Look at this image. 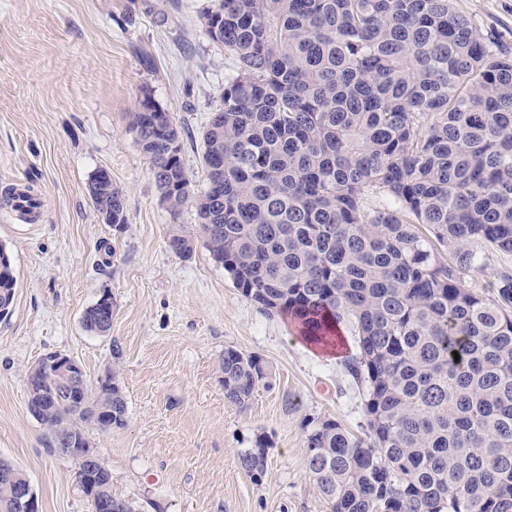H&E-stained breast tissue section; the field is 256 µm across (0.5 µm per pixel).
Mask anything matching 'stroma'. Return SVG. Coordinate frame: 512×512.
<instances>
[{"instance_id":"stroma-1","label":"stroma","mask_w":512,"mask_h":512,"mask_svg":"<svg viewBox=\"0 0 512 512\" xmlns=\"http://www.w3.org/2000/svg\"><path fill=\"white\" fill-rule=\"evenodd\" d=\"M213 0H0V190L28 186L34 221L0 204V244L17 276L0 318V460L27 476L40 512H91L74 462L51 449L27 407V370L56 351L81 365L89 386L115 370L127 422L87 425L112 487L141 512H324L310 480L304 437L314 419L363 435V395L344 363L356 351L307 343L288 319L244 296L197 244L167 246L172 222L139 149L129 114L144 97L182 136L191 195L206 186L202 131L219 104L224 48L205 33ZM512 54V0H453ZM108 169L124 194V228L106 224L87 193ZM112 294L108 335L82 316ZM272 371L249 408L224 398L225 348ZM265 436L263 475L246 477L240 449Z\"/></svg>"}]
</instances>
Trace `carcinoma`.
I'll return each mask as SVG.
<instances>
[{
    "label": "carcinoma",
    "mask_w": 512,
    "mask_h": 512,
    "mask_svg": "<svg viewBox=\"0 0 512 512\" xmlns=\"http://www.w3.org/2000/svg\"><path fill=\"white\" fill-rule=\"evenodd\" d=\"M208 37L232 66L203 131L206 189L194 198L213 260L244 296L280 314L316 346L347 323L345 362L365 387L367 433L312 420L307 468L327 512H512V270L486 294L463 275L512 255V57L452 0H214ZM136 143L177 223L189 198L180 132L165 111L130 113ZM91 201L126 224L112 175ZM17 278L0 248V301ZM85 331L107 328L89 307ZM224 398L240 408L269 384L258 356L224 349ZM32 415L52 447L88 444L85 426L112 413V390L63 387L41 365L27 377ZM269 445L238 453L258 480ZM14 470L0 512H14Z\"/></svg>",
    "instance_id": "cac0c4a2"
}]
</instances>
